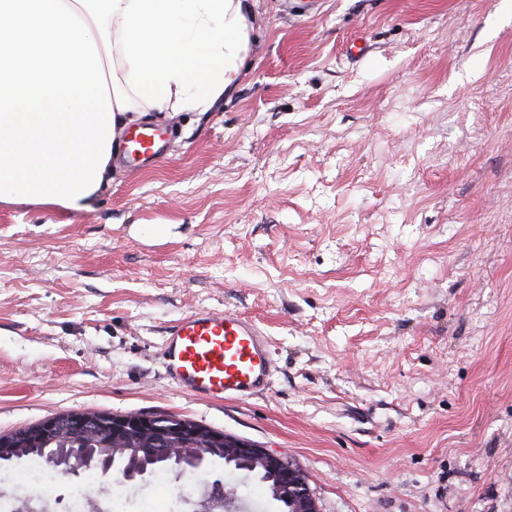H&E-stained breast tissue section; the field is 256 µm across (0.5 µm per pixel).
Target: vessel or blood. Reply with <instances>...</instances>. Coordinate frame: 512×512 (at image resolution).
Masks as SVG:
<instances>
[{
    "label": "vessel or blood",
    "mask_w": 512,
    "mask_h": 512,
    "mask_svg": "<svg viewBox=\"0 0 512 512\" xmlns=\"http://www.w3.org/2000/svg\"><path fill=\"white\" fill-rule=\"evenodd\" d=\"M131 142L133 148L124 156L127 166L165 154L159 128L141 127ZM162 363L179 390L234 401L268 391L276 370L271 346L253 319L208 309L192 310L167 328Z\"/></svg>",
    "instance_id": "obj_1"
}]
</instances>
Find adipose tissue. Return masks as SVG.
<instances>
[{
	"mask_svg": "<svg viewBox=\"0 0 512 512\" xmlns=\"http://www.w3.org/2000/svg\"><path fill=\"white\" fill-rule=\"evenodd\" d=\"M247 41L246 0H0V202L87 209L118 128L210 111Z\"/></svg>",
	"mask_w": 512,
	"mask_h": 512,
	"instance_id": "adipose-tissue-1",
	"label": "adipose tissue"
}]
</instances>
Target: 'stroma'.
<instances>
[{
  "label": "stroma",
  "instance_id": "35a3bbf8",
  "mask_svg": "<svg viewBox=\"0 0 512 512\" xmlns=\"http://www.w3.org/2000/svg\"><path fill=\"white\" fill-rule=\"evenodd\" d=\"M248 6L215 108L145 115L163 159L85 211L0 203V434L172 414L287 457L319 512H512V0ZM202 307L259 323L267 394L166 379ZM25 466L0 512H66L73 475Z\"/></svg>",
  "mask_w": 512,
  "mask_h": 512
}]
</instances>
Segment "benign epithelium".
Returning <instances> with one entry per match:
<instances>
[{"label": "benign epithelium", "instance_id": "obj_1", "mask_svg": "<svg viewBox=\"0 0 512 512\" xmlns=\"http://www.w3.org/2000/svg\"><path fill=\"white\" fill-rule=\"evenodd\" d=\"M145 428L154 429L156 442L162 445L164 457L170 469L181 476L208 468L211 462L219 460L214 454L201 449L192 450L184 438L197 436L195 429L169 418L160 421L152 414L131 413L112 417V432L127 434ZM224 456L229 459L246 460L270 471L276 479L271 498L292 507V512H318L316 501L309 491L302 473L288 461L268 449L248 440L224 436ZM50 462L69 470L75 467L98 466L104 471L112 470L111 460L96 455L88 448H69L50 456Z\"/></svg>", "mask_w": 512, "mask_h": 512}]
</instances>
